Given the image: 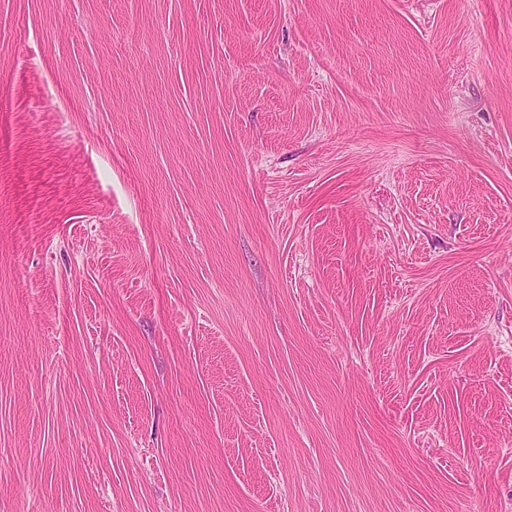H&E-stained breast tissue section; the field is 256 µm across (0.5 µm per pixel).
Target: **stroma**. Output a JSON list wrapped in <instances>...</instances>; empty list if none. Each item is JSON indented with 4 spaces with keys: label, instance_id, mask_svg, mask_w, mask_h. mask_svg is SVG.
Returning <instances> with one entry per match:
<instances>
[{
    "label": "stroma",
    "instance_id": "35a3bbf8",
    "mask_svg": "<svg viewBox=\"0 0 512 512\" xmlns=\"http://www.w3.org/2000/svg\"><path fill=\"white\" fill-rule=\"evenodd\" d=\"M0 512H512V0H0Z\"/></svg>",
    "mask_w": 512,
    "mask_h": 512
}]
</instances>
